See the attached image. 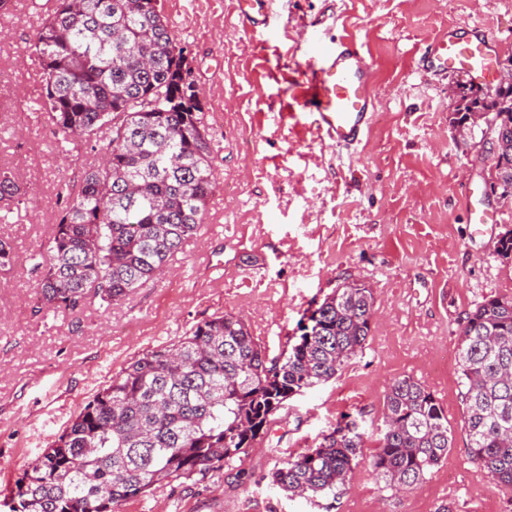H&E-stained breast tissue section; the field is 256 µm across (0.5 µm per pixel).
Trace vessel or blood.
Listing matches in <instances>:
<instances>
[{
    "label": "vessel or blood",
    "mask_w": 512,
    "mask_h": 512,
    "mask_svg": "<svg viewBox=\"0 0 512 512\" xmlns=\"http://www.w3.org/2000/svg\"><path fill=\"white\" fill-rule=\"evenodd\" d=\"M269 0H239L243 18L256 26L269 21ZM494 49L489 41L464 40L455 36L439 39L429 53L438 68L489 72ZM294 102L305 110L310 126L321 141L339 148L360 145L369 131L378 76L355 40L344 37L322 46L307 68L288 79Z\"/></svg>",
    "instance_id": "1"
}]
</instances>
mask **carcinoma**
I'll list each match as a JSON object with an SVG mask.
<instances>
[{"mask_svg": "<svg viewBox=\"0 0 512 512\" xmlns=\"http://www.w3.org/2000/svg\"><path fill=\"white\" fill-rule=\"evenodd\" d=\"M183 51L158 0H55L39 25L30 52L42 69L46 122L75 147L107 144L67 190L36 263L37 311H73L90 296L119 302L199 233L215 180ZM474 109L512 127V97L462 94L456 112ZM20 197L13 172L0 168V210ZM14 262L0 238V271ZM373 307L372 289L337 286L272 361L230 314L143 353L18 477L9 512H121L158 484L223 467L285 401L334 379L362 351ZM458 356L469 455L512 491V298H487L467 313ZM383 425L373 467L391 489L420 484L452 447L444 409L411 378L389 387ZM363 438L358 421L338 422L318 447L287 458L271 485L291 496L336 493Z\"/></svg>", "mask_w": 512, "mask_h": 512, "instance_id": "obj_1", "label": "carcinoma"}]
</instances>
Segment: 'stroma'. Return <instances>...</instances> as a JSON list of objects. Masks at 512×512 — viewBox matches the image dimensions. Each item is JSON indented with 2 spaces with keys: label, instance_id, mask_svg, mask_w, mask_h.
Instances as JSON below:
<instances>
[{
  "label": "stroma",
  "instance_id": "35a3bbf8",
  "mask_svg": "<svg viewBox=\"0 0 512 512\" xmlns=\"http://www.w3.org/2000/svg\"><path fill=\"white\" fill-rule=\"evenodd\" d=\"M184 47L212 149L216 188L199 235L168 274L105 307L32 315V256L46 251L78 172L45 123L29 46L40 24L27 0L0 9V95L28 98L25 118L0 114V166L39 186L0 237L16 260L0 275V488L9 489L102 387L135 357L219 314L242 318L269 357L295 343L307 311L337 285L375 297L367 342L336 379L289 399L245 454L204 475L157 485L122 512H512L469 457L458 386L459 329L489 297L512 298V261L496 253L512 229V196L486 192L481 137H458L448 88L470 74L423 64L455 33L486 36L512 60V0H272L278 26L244 27L236 0H158ZM350 34L381 71L375 123L356 150L315 139L309 117L281 118L286 79L320 36ZM488 215L483 232L468 209ZM408 377L444 408L447 457L414 488H385L373 470L384 398ZM364 447L337 495L291 497L270 484L287 457L319 444L341 416Z\"/></svg>",
  "mask_w": 512,
  "mask_h": 512
}]
</instances>
